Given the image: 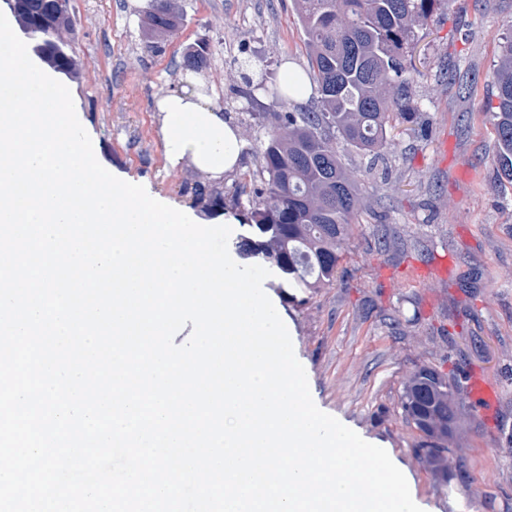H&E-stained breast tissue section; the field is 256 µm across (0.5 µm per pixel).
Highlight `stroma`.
<instances>
[{"mask_svg": "<svg viewBox=\"0 0 512 512\" xmlns=\"http://www.w3.org/2000/svg\"><path fill=\"white\" fill-rule=\"evenodd\" d=\"M173 3L182 25L154 40L142 28V0H71L79 75L68 85L107 169L203 226L210 194L223 193L224 223L237 236L262 186L264 113L317 103L315 90L299 103L281 94L286 66L309 69L305 34L292 0ZM511 27L512 0L440 5L406 58L420 120L394 119L380 158L340 148L364 194L381 203L356 217L336 282L289 300L276 277L263 284L317 407L384 448L423 512H512V184L499 177L487 116ZM196 45L208 57L199 77L241 134L240 166L220 182L190 162L168 163L155 111L159 96L183 86V55ZM381 228L401 237V250H379ZM439 256L447 276L413 277ZM421 365L461 384L477 373L496 389L491 413L463 400L445 484L417 454L424 436L401 415L403 381Z\"/></svg>", "mask_w": 512, "mask_h": 512, "instance_id": "35a3bbf8", "label": "stroma"}]
</instances>
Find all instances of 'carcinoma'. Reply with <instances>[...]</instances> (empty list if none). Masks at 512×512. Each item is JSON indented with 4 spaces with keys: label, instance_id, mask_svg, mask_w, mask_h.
<instances>
[{
    "label": "carcinoma",
    "instance_id": "obj_1",
    "mask_svg": "<svg viewBox=\"0 0 512 512\" xmlns=\"http://www.w3.org/2000/svg\"><path fill=\"white\" fill-rule=\"evenodd\" d=\"M443 0H294L306 35L310 77L320 101L305 111L274 112L271 134L259 158L264 186L247 212L250 233L238 250L275 267L282 288H320L336 281L339 262L360 210L376 203L364 195L360 174L343 161L338 143L378 154L398 114L417 119L412 79L404 59L416 30ZM28 22L66 74L73 18L70 0H29ZM182 17L170 0H152L150 34L162 37ZM489 112L500 170L512 184V35L501 45ZM459 384L429 366L403 383V418L432 441L423 449L435 475L448 480L446 448L457 426Z\"/></svg>",
    "mask_w": 512,
    "mask_h": 512
}]
</instances>
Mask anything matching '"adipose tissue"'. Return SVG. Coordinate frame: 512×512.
<instances>
[{"label":"adipose tissue","mask_w":512,"mask_h":512,"mask_svg":"<svg viewBox=\"0 0 512 512\" xmlns=\"http://www.w3.org/2000/svg\"><path fill=\"white\" fill-rule=\"evenodd\" d=\"M188 82V88L165 93L156 103L165 153L171 164L187 159L212 179H223L238 166L240 133L203 82L193 76Z\"/></svg>","instance_id":"obj_1"}]
</instances>
